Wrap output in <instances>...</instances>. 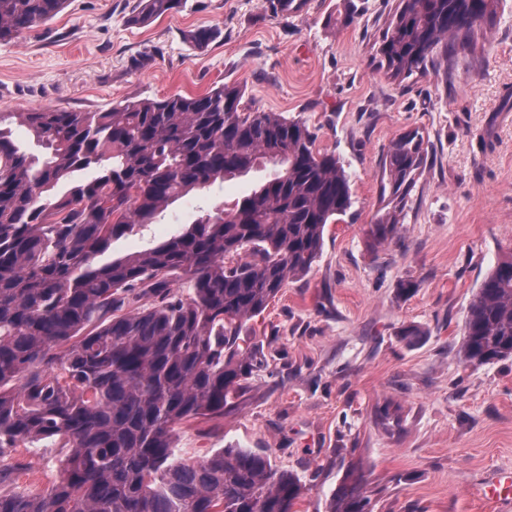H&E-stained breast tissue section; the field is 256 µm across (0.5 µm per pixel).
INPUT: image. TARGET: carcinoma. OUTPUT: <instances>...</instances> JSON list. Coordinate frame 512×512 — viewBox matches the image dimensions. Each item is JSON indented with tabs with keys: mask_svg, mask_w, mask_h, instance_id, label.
Instances as JSON below:
<instances>
[{
	"mask_svg": "<svg viewBox=\"0 0 512 512\" xmlns=\"http://www.w3.org/2000/svg\"><path fill=\"white\" fill-rule=\"evenodd\" d=\"M67 0H0V41L56 17ZM501 0H397L374 43L403 82L456 70L485 50ZM181 0H136L145 26ZM307 0H270L293 16ZM218 32L185 34L198 48ZM28 132L33 147L12 137ZM303 118L252 108L224 84L203 94L128 100L99 112L53 106L0 112V459L51 447L56 478L22 488L0 469V512H298L300 479L265 453H178L176 428L222 418L267 359L248 336L282 288L320 257L326 226L354 205L350 177ZM429 140L406 130L383 151L368 246L398 238ZM273 174L181 233L111 258L112 240L216 182L258 165ZM180 287L173 288L174 284ZM459 356L512 359V251L469 304ZM350 471L329 512H369Z\"/></svg>",
	"mask_w": 512,
	"mask_h": 512,
	"instance_id": "cac0c4a2",
	"label": "carcinoma"
}]
</instances>
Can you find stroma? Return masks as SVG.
Masks as SVG:
<instances>
[{"instance_id":"35a3bbf8","label":"stroma","mask_w":512,"mask_h":512,"mask_svg":"<svg viewBox=\"0 0 512 512\" xmlns=\"http://www.w3.org/2000/svg\"><path fill=\"white\" fill-rule=\"evenodd\" d=\"M130 0H68L53 20L0 42V112L43 106L100 111L132 99L244 87L265 112L299 115L336 152L356 203L328 225L322 255L289 282L249 333L269 360L220 423L178 437L198 461L232 445L262 450L305 487L298 512H328L347 471L362 467L371 512H485L476 492L490 469L512 471V361L459 359L468 304L512 249V0H502L481 59L453 80L415 74L397 83L373 57L393 0H308L291 17L267 0H182L147 26L126 24ZM358 17L343 25L348 7ZM217 39L199 49L186 30ZM149 54L151 66L128 61ZM428 132L429 163L401 238L368 248L379 160L404 130ZM269 168L169 206L114 239L112 257L155 246L201 210L266 182ZM415 282L405 294L401 284ZM418 329L415 339L401 336ZM24 487L58 472L55 454L19 449Z\"/></svg>"}]
</instances>
